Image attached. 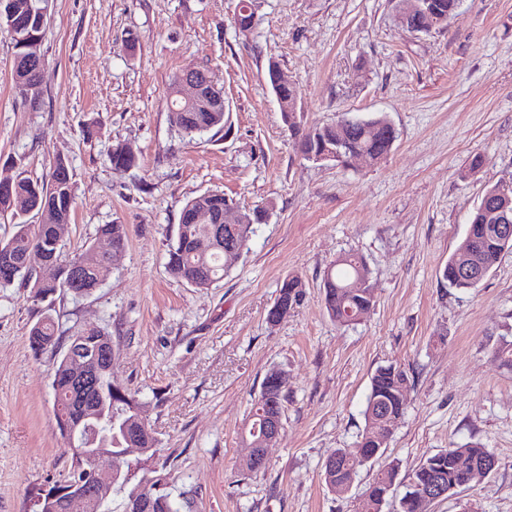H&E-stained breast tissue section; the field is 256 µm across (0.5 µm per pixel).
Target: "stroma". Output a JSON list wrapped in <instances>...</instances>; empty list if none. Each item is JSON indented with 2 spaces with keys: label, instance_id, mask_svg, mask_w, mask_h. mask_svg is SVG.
<instances>
[{
  "label": "stroma",
  "instance_id": "obj_1",
  "mask_svg": "<svg viewBox=\"0 0 512 512\" xmlns=\"http://www.w3.org/2000/svg\"><path fill=\"white\" fill-rule=\"evenodd\" d=\"M239 0H52L38 108L16 92L0 29V179L48 180L57 159L75 194L62 250L103 224L128 243L86 297L33 301L0 288V512H35L71 463L53 409L51 353L31 326L112 333L114 384L137 393L158 441L152 467L179 512H355L378 469L400 477L451 445L480 443L494 470L431 512H512V250L473 289L441 271L484 192L512 187V0H461L445 29L409 32L398 0H257L250 34ZM277 62L313 128L342 114L386 115V159H302L268 80ZM210 70L224 88L229 132L183 138L168 108L173 76ZM127 145L136 166L114 172ZM482 164L470 169L472 156ZM219 190L266 223L223 281L196 288L165 270L186 201ZM345 253L368 266L374 303L337 325L323 303ZM300 276L303 303L270 324L281 281ZM394 365L412 379L405 415L374 466L338 494L326 459L365 428L371 377ZM287 376L283 429L265 469L239 466V438L265 374Z\"/></svg>",
  "mask_w": 512,
  "mask_h": 512
}]
</instances>
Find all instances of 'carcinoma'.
Segmentation results:
<instances>
[{"instance_id": "carcinoma-1", "label": "carcinoma", "mask_w": 512, "mask_h": 512, "mask_svg": "<svg viewBox=\"0 0 512 512\" xmlns=\"http://www.w3.org/2000/svg\"><path fill=\"white\" fill-rule=\"evenodd\" d=\"M437 4L438 13L428 15L422 13L413 19L415 29H424L430 33L446 27L448 19L456 13L457 0H433ZM11 9L29 23V31L43 35L45 26L33 16L36 0H11ZM283 119L291 136L295 139L297 149L305 160L330 149H339L343 157L354 153L367 152L378 162L392 150L397 135L395 128L386 116L379 114L367 120L350 119L341 116L336 123L315 128H305L294 112L283 113ZM229 117L223 112H210L197 108L187 113V122L179 126L180 133L188 139L213 129H222L227 125ZM112 169L121 173L133 167L136 158L122 144L112 146L109 154ZM14 193L25 197L33 203L36 199L51 201L52 208L46 216L36 224L21 221L15 224L16 231L7 240H0V250L10 249L16 259H22L28 252L47 248L57 251L59 262L55 273L49 279H42L31 273L26 267L16 269L15 275L9 280H0V287H7L19 280L30 288L31 297L42 302L55 296L67 294L88 296L101 284L106 275L105 269L109 256L97 251L92 243H88L78 253L63 256L62 246L56 245L55 229L59 224L70 222L74 206V190L69 168L65 160L56 161L51 180L33 179L28 176L16 177ZM194 208L207 206L209 209L222 213L233 205V200L219 191L201 194L186 202ZM266 211L253 209L244 211L248 220L244 224L235 225L234 233L229 241L233 247L242 250L255 232V225L264 223ZM97 233L108 238L114 249L124 251L128 233L124 224H104ZM459 247L471 248L482 259V264L493 268L505 249L512 250V242L504 245L496 231V225L487 224L480 210H475L470 218L464 239ZM231 264L224 257V249L211 243L210 227L207 224H188L179 220L175 225L172 241L168 247L166 271L178 280L194 282L197 288H210L224 280V275ZM369 277L368 267L362 257L347 253L338 257L324 278V306L328 315L339 325L349 326L358 322L373 305L374 297L369 288H353L351 284L359 276ZM442 279L452 288L469 289L473 283H465L458 279L454 257H449L442 270ZM306 296L305 285L297 275L286 277L281 283L275 304L289 308L300 305ZM59 326L52 315L41 317L31 328L29 344L34 353L47 351L58 354L53 365V397L54 406L60 410L68 408L71 400L70 369L67 365V353L73 351L78 355L92 359L100 347L104 337L111 336L105 329H77L71 335L62 337L58 334ZM277 372L269 370L261 385L257 399L249 411L248 426L241 437L240 453L263 447L261 422L268 414H283L286 400L285 387L277 384ZM98 387L100 390L98 427L100 433L119 441L123 447H129L127 439H138L140 444L150 452L146 458H152L156 439L152 432L140 422L139 401L130 392L116 394L112 391V372L106 367L98 366ZM410 389L408 373L394 366L379 367L371 378L370 391L366 399L364 417L366 428L360 439L350 448H339L335 455L340 457V464L332 473L323 472L326 486L351 482L358 470L380 458L386 449L384 442L372 440L373 430L383 431V438L390 439L398 428L407 409V394ZM464 458L478 471L492 466L494 456L483 445L475 443L465 446H450L421 462L410 474L407 483L402 485L403 493L398 500V512H418L415 495L420 487L427 485L435 478H440L446 486L447 494L467 485L465 473L459 468L458 460ZM125 472L131 478L124 490V498L139 487L146 476L143 459L135 457L125 464ZM398 476V465L391 463L377 471L366 491L357 503L356 512H384L390 493L395 490Z\"/></svg>"}]
</instances>
